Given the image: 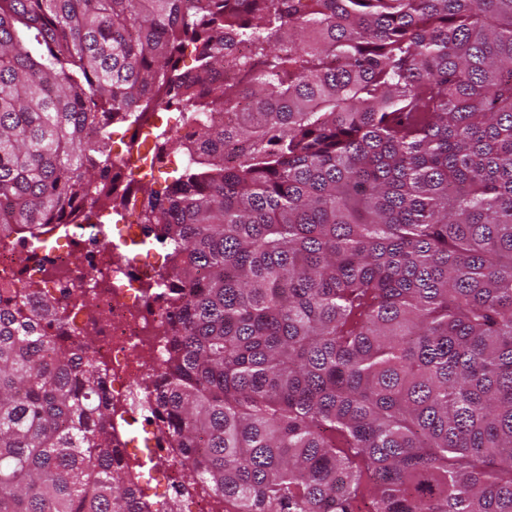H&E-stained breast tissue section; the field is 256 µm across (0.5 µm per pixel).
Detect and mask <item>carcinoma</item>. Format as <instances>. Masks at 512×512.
Listing matches in <instances>:
<instances>
[{"label": "carcinoma", "mask_w": 512, "mask_h": 512, "mask_svg": "<svg viewBox=\"0 0 512 512\" xmlns=\"http://www.w3.org/2000/svg\"><path fill=\"white\" fill-rule=\"evenodd\" d=\"M163 89L181 465L236 512H512V0H0V239L126 207L112 122ZM56 317L0 290V512H145ZM159 115V122H155V125H153L144 136L143 139L146 137L145 144L143 146V149H149L151 146L155 143V136L159 134L163 129H165L168 119L170 117L176 118L174 119V122L169 130V135L173 137H179L182 139H188V140H194L195 139V132L198 129L197 124L195 121L190 120L187 117V114H182L176 111L166 112L161 111L158 113Z\"/></svg>", "instance_id": "obj_1"}]
</instances>
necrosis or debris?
I'll return each mask as SVG.
<instances>
[{
	"instance_id": "obj_1",
	"label": "necrosis or debris",
	"mask_w": 512,
	"mask_h": 512,
	"mask_svg": "<svg viewBox=\"0 0 512 512\" xmlns=\"http://www.w3.org/2000/svg\"><path fill=\"white\" fill-rule=\"evenodd\" d=\"M172 277L169 245L141 224L115 235L103 220L91 223L81 215L49 225L39 238L19 234L0 241V287L17 292L29 308L55 301L51 333L58 349L92 339L106 373L114 449L129 468L146 463L163 475L181 460L153 396L167 368L166 283ZM172 498L182 501V512H233L198 483L167 485L148 500L149 512H165Z\"/></svg>"
}]
</instances>
